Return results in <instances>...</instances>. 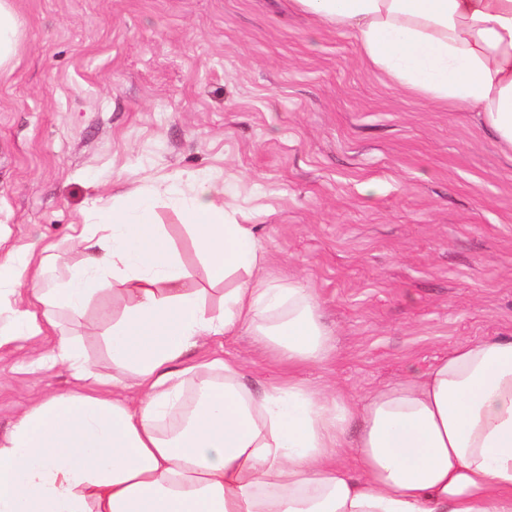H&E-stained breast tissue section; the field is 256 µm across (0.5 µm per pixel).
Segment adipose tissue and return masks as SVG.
<instances>
[{
	"label": "adipose tissue",
	"instance_id": "1",
	"mask_svg": "<svg viewBox=\"0 0 512 512\" xmlns=\"http://www.w3.org/2000/svg\"><path fill=\"white\" fill-rule=\"evenodd\" d=\"M293 2L352 32L394 85L476 109L512 154V0ZM20 37L14 0H0L2 79ZM162 204L180 212L209 283L223 285L220 307L187 287ZM94 212L71 237L84 259L66 271L52 266V243L0 246V349L28 344L32 368H64L76 383L0 433V512H512V336L458 344L359 399L293 377L257 391L238 357L190 353L244 332L281 360L316 364L331 333L313 289L263 276L261 242L224 190L202 179L188 195L129 193ZM108 276L123 306L104 374L55 316L82 318Z\"/></svg>",
	"mask_w": 512,
	"mask_h": 512
}]
</instances>
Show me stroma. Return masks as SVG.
<instances>
[{"instance_id": "stroma-1", "label": "stroma", "mask_w": 512, "mask_h": 512, "mask_svg": "<svg viewBox=\"0 0 512 512\" xmlns=\"http://www.w3.org/2000/svg\"><path fill=\"white\" fill-rule=\"evenodd\" d=\"M21 39L0 81V234L56 243L97 200L206 177L255 225L265 272L314 288L335 352L325 365L263 355L247 334L200 356L239 357L254 387L295 371L364 395L458 342L512 334V160L474 110L393 87L355 37L292 0H15ZM159 221L218 306L179 214ZM112 291L63 320L101 372ZM71 385L0 351V432Z\"/></svg>"}]
</instances>
